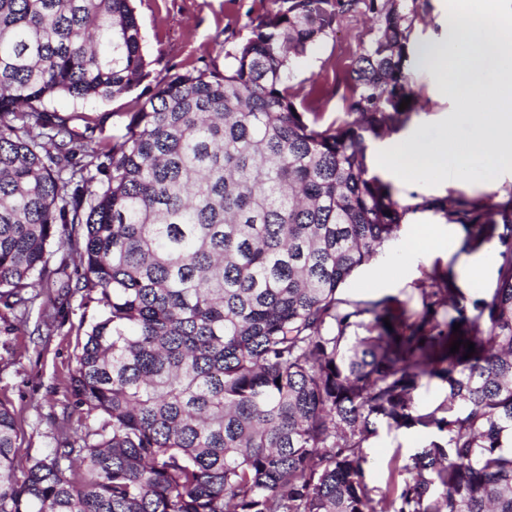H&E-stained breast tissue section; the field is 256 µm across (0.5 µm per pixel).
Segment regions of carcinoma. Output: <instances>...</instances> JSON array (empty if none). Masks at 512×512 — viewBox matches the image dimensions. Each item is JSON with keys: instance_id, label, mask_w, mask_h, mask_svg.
<instances>
[{"instance_id": "cac0c4a2", "label": "carcinoma", "mask_w": 512, "mask_h": 512, "mask_svg": "<svg viewBox=\"0 0 512 512\" xmlns=\"http://www.w3.org/2000/svg\"><path fill=\"white\" fill-rule=\"evenodd\" d=\"M361 7L347 118L322 129L290 66ZM411 25L404 0H270L224 72L164 78L104 150L45 103L146 77L132 0H0V305L70 292L57 247L98 311L66 384L78 443L23 463L0 402V512H512V198L437 205L463 247L498 241L491 299L434 275L398 325L340 297L410 210L366 150L409 112ZM425 377L448 386L435 406ZM383 423L430 440L374 495ZM447 392L446 384L437 378L424 379L417 390V401L421 405H436Z\"/></svg>"}]
</instances>
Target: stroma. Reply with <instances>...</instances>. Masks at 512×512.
Wrapping results in <instances>:
<instances>
[{
    "instance_id": "obj_1",
    "label": "stroma",
    "mask_w": 512,
    "mask_h": 512,
    "mask_svg": "<svg viewBox=\"0 0 512 512\" xmlns=\"http://www.w3.org/2000/svg\"><path fill=\"white\" fill-rule=\"evenodd\" d=\"M267 4L268 0H134L149 62L145 85L113 99L77 102L63 97L49 102L48 107L70 118L77 136L111 145L124 134L128 114L146 86L177 72L223 70L225 51L248 37L253 20ZM369 25L368 16L360 12L346 18L335 34L313 44L292 65L289 83L299 91L296 104L316 114L321 126L344 117L347 91L340 79L359 54ZM447 31L446 0H428L426 10L412 23L410 44L416 47L443 40ZM411 86L415 107L397 128V136L409 138L420 129L447 123L466 130L461 107L435 74L414 70ZM380 177L409 212L396 238L348 278L342 298L352 302L390 299L394 313L406 323L418 320L422 290L429 287L432 273L451 276L455 287L464 293L491 298L497 285L496 242L461 250L464 228L449 223L435 204L447 198L478 199L493 192L506 198L512 194V172L489 184H407L385 171ZM423 225L434 226L440 238H452L453 247L434 250L416 246L415 230ZM93 315L92 305L84 302L79 291L62 297L42 294L26 313L11 314V333H0V401L8 403L21 420L22 457L45 458L58 440L73 436L78 413L65 390V380L76 365L78 327L90 322ZM427 439L417 428L380 429L366 450L369 487L385 489L390 461L406 459Z\"/></svg>"
}]
</instances>
